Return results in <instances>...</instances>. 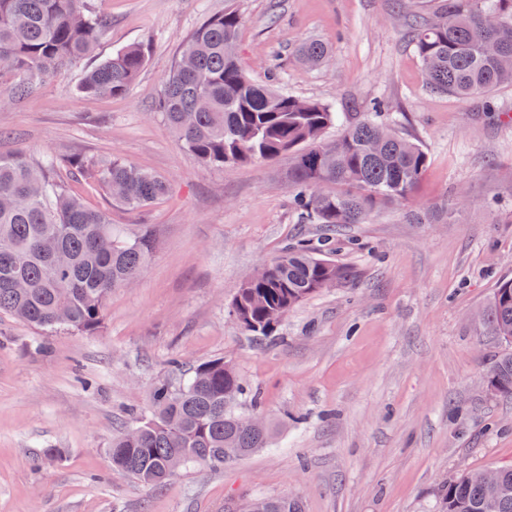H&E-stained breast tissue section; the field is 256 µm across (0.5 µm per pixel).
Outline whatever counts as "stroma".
I'll return each instance as SVG.
<instances>
[{"label": "stroma", "mask_w": 512, "mask_h": 512, "mask_svg": "<svg viewBox=\"0 0 512 512\" xmlns=\"http://www.w3.org/2000/svg\"><path fill=\"white\" fill-rule=\"evenodd\" d=\"M95 53L57 82L0 106V154L120 157L167 178V199L128 210L58 177L113 224L150 225L142 275L112 291L97 331L46 333L0 315V512H235L291 497L303 512H435V489L465 470L512 465V398L487 375L511 346L476 315L512 280V85L489 98L429 90L399 5L425 0H236L238 55L252 80L360 115L376 101L428 167L407 201L341 225L331 258L348 282L255 338L228 315L243 281L324 228L291 204L288 161L234 169L183 152L157 112L192 32L225 0H93ZM320 39L329 61L300 65ZM141 43L149 61L122 97L80 92L84 72ZM230 361L260 392L274 442L160 487L113 470L114 437L148 411L154 385Z\"/></svg>", "instance_id": "obj_1"}]
</instances>
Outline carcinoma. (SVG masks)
<instances>
[{
  "label": "carcinoma",
  "mask_w": 512,
  "mask_h": 512,
  "mask_svg": "<svg viewBox=\"0 0 512 512\" xmlns=\"http://www.w3.org/2000/svg\"><path fill=\"white\" fill-rule=\"evenodd\" d=\"M424 11H405L411 44L436 92L469 98L512 84V0H431ZM243 20L227 0L224 12L203 21L166 78L158 111L182 150L215 167L288 157V184L302 219L333 232L363 224L386 203L405 201L426 169L428 155L401 136L375 106L357 120L319 100L300 99L273 84L247 78L238 61ZM104 20L90 0H0V104L25 95L89 56ZM296 54L315 67L330 56L318 40ZM148 61L130 45L86 70V94H126ZM344 124L343 135L324 133ZM67 166L76 177L131 210L169 195L165 177L123 159L71 160L47 155L31 162L0 154V314L47 332H93L103 322L112 290L143 272L153 250L148 227L118 232L108 213L69 193L56 176ZM351 277L304 246L285 247L266 273L241 284L230 309L252 336H273L291 310L324 288ZM482 327L512 343V281L502 283L480 313ZM490 388L512 397V353L493 363ZM232 392L235 401L225 400ZM259 409L235 368L215 359L178 385L153 387L149 415L112 440V468L144 484L161 485L181 467L222 470L224 443L240 457L266 448L271 429L242 420L241 400ZM492 496L484 471L468 470L437 488V512H512V466L500 467Z\"/></svg>",
  "instance_id": "cac0c4a2"
}]
</instances>
